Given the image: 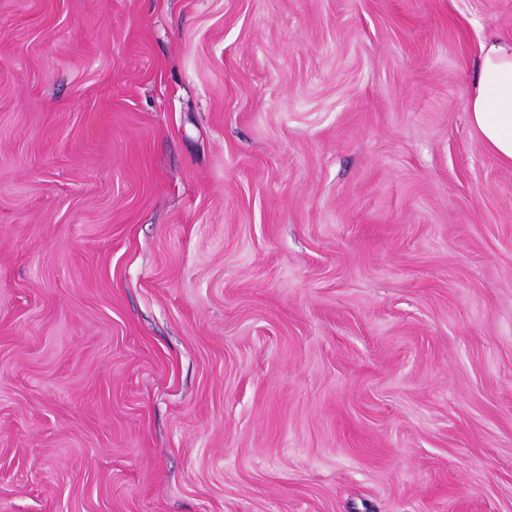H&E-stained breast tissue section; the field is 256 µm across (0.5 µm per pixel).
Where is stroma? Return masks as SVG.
Returning a JSON list of instances; mask_svg holds the SVG:
<instances>
[{
  "instance_id": "stroma-1",
  "label": "stroma",
  "mask_w": 512,
  "mask_h": 512,
  "mask_svg": "<svg viewBox=\"0 0 512 512\" xmlns=\"http://www.w3.org/2000/svg\"><path fill=\"white\" fill-rule=\"evenodd\" d=\"M512 0H0V512H512ZM467 112L485 147L512 167V31L479 41Z\"/></svg>"
}]
</instances>
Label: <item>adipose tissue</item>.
I'll return each instance as SVG.
<instances>
[{
	"label": "adipose tissue",
	"mask_w": 512,
	"mask_h": 512,
	"mask_svg": "<svg viewBox=\"0 0 512 512\" xmlns=\"http://www.w3.org/2000/svg\"><path fill=\"white\" fill-rule=\"evenodd\" d=\"M467 110L485 147L512 167V31L480 40Z\"/></svg>",
	"instance_id": "adipose-tissue-1"
}]
</instances>
